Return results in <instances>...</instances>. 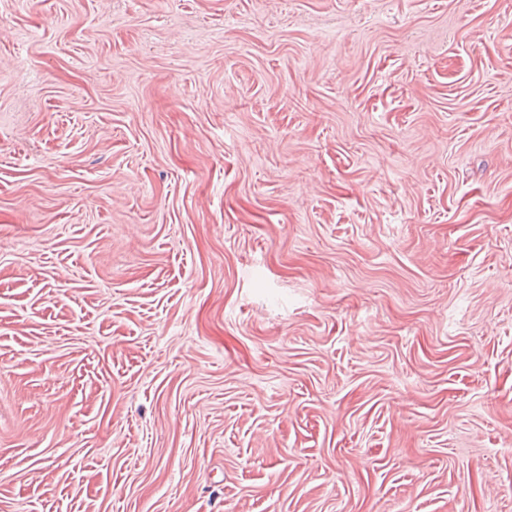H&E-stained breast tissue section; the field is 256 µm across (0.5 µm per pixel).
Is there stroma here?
Listing matches in <instances>:
<instances>
[{"mask_svg": "<svg viewBox=\"0 0 512 512\" xmlns=\"http://www.w3.org/2000/svg\"><path fill=\"white\" fill-rule=\"evenodd\" d=\"M0 512H512V0H0Z\"/></svg>", "mask_w": 512, "mask_h": 512, "instance_id": "obj_1", "label": "stroma"}]
</instances>
